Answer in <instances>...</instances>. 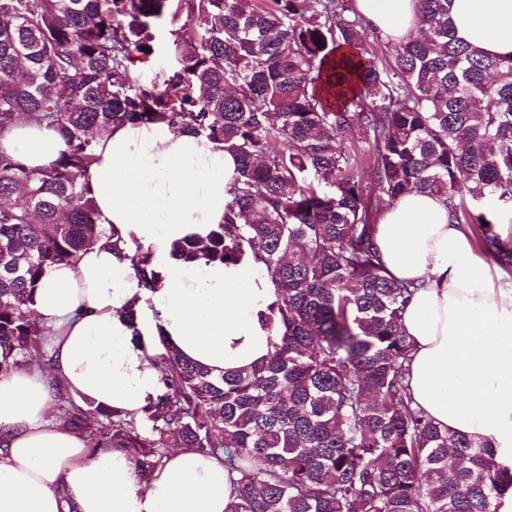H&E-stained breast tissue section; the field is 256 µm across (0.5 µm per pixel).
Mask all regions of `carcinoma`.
<instances>
[{
	"label": "carcinoma",
	"instance_id": "1",
	"mask_svg": "<svg viewBox=\"0 0 512 512\" xmlns=\"http://www.w3.org/2000/svg\"><path fill=\"white\" fill-rule=\"evenodd\" d=\"M451 4L418 0L420 28L386 42L381 70L365 47L381 35L350 0H0V136L26 120L68 145L41 170L0 148V372L34 352L50 363L32 296L100 236L81 182L96 139L163 123L238 159L224 223L170 255L257 266L273 292L261 314L273 352L216 375L159 327L153 439L54 378L56 421L93 449H126L141 479L170 448L223 455L239 474L225 512H501L512 468L414 402L402 324L413 290L385 275L374 239L378 211L429 193L512 274V238L488 208L512 205V55L459 38ZM183 13L164 88L136 85L152 25ZM357 127L363 145L349 148ZM360 150L376 195L358 177ZM113 248L157 286L152 248Z\"/></svg>",
	"mask_w": 512,
	"mask_h": 512
}]
</instances>
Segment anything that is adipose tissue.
I'll return each mask as SVG.
<instances>
[{"label":"adipose tissue","mask_w":512,"mask_h":512,"mask_svg":"<svg viewBox=\"0 0 512 512\" xmlns=\"http://www.w3.org/2000/svg\"><path fill=\"white\" fill-rule=\"evenodd\" d=\"M383 36L417 30V0H353ZM459 37L512 55V0H453ZM0 147L30 168L66 150L54 130L18 122ZM82 178L102 237L46 271L32 308L52 331L53 365L0 373V512H224L236 474L223 458L171 449L139 482L127 452L89 448L56 423L48 376L77 402L139 416L162 391L147 343L164 331L187 359L214 373L251 367L272 347L259 314L271 291L248 264L201 266L169 255L170 242L223 223L237 161L222 145L165 124L112 127ZM152 247L158 287H143L114 238ZM374 239L387 276L416 284L402 323L413 344L409 385L440 427L492 442L512 457V276L484 260L471 231L441 200L411 193L385 209ZM134 309L135 323L125 311Z\"/></svg>","instance_id":"ef3b65f1"}]
</instances>
